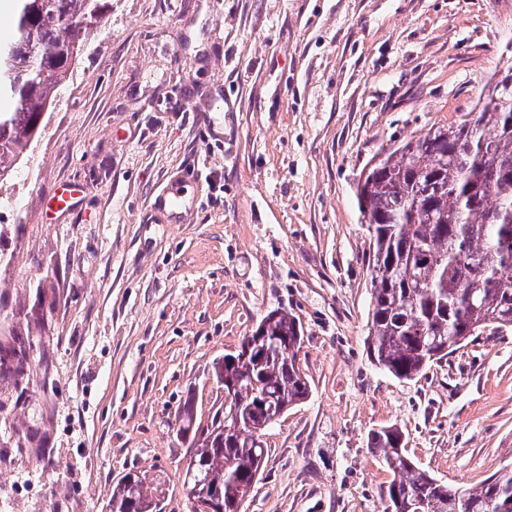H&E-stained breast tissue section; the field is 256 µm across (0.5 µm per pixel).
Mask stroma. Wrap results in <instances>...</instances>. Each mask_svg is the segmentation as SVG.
<instances>
[{"label":"stroma","mask_w":512,"mask_h":512,"mask_svg":"<svg viewBox=\"0 0 512 512\" xmlns=\"http://www.w3.org/2000/svg\"><path fill=\"white\" fill-rule=\"evenodd\" d=\"M43 131L0 194L18 224L0 297L57 270L50 361L33 362L42 451L0 448L40 483L12 512H109L127 472L188 512L178 414L222 396L213 362L267 312L301 323L312 387L266 429L242 512H380L370 429L397 425L422 468L475 485L512 463V332H484L419 377L371 364L369 236L357 185L380 154L472 111L512 66V0H105ZM224 119L209 136L203 113ZM202 172L190 221L146 224L168 175ZM68 184L74 209L51 193Z\"/></svg>","instance_id":"1"}]
</instances>
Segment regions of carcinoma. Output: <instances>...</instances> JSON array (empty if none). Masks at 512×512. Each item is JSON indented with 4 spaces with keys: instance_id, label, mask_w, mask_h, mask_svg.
I'll list each match as a JSON object with an SVG mask.
<instances>
[{
    "instance_id": "obj_1",
    "label": "carcinoma",
    "mask_w": 512,
    "mask_h": 512,
    "mask_svg": "<svg viewBox=\"0 0 512 512\" xmlns=\"http://www.w3.org/2000/svg\"><path fill=\"white\" fill-rule=\"evenodd\" d=\"M14 39L0 43V169L23 155L42 131L43 112L66 81L72 61L97 27L101 0H15ZM512 68L495 73L468 119L430 127L389 151L357 187L370 238L372 309L367 336L371 362L402 381L447 359L492 327L512 332ZM20 224L0 225V273L11 265ZM482 261L476 268L462 256ZM31 307L0 314V413L32 402L29 353L46 355L42 333L52 321L59 276L31 284ZM294 316L275 310L243 337L239 349L213 365L216 383L239 401L238 428L224 429V411L200 428L195 401L187 400L178 434L194 449L187 483L210 491L213 512H238L240 493L255 484L267 455L261 420L276 424L306 400L310 385L286 348L300 349ZM43 413L0 423V445L44 447ZM370 454L391 478L380 491L381 512H512V468L472 488L449 485L408 455L394 426L368 433ZM147 477L129 472L112 487L109 512H161L162 490L148 492Z\"/></svg>"
}]
</instances>
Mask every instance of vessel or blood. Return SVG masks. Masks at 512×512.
Masks as SVG:
<instances>
[{
  "label": "vessel or blood",
  "mask_w": 512,
  "mask_h": 512,
  "mask_svg": "<svg viewBox=\"0 0 512 512\" xmlns=\"http://www.w3.org/2000/svg\"><path fill=\"white\" fill-rule=\"evenodd\" d=\"M199 175L180 170L154 195L144 218L148 224H180L195 213L199 204Z\"/></svg>",
  "instance_id": "vessel-or-blood-1"
}]
</instances>
